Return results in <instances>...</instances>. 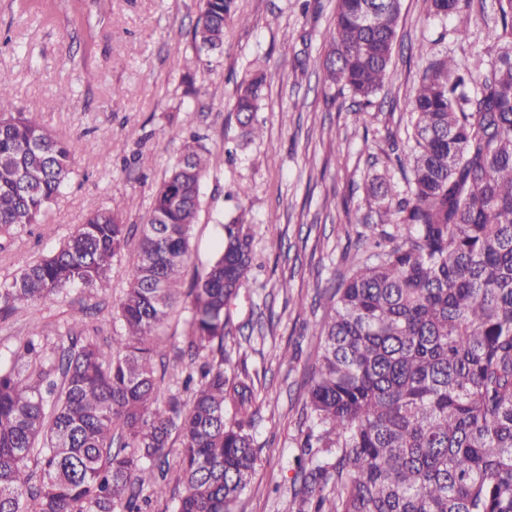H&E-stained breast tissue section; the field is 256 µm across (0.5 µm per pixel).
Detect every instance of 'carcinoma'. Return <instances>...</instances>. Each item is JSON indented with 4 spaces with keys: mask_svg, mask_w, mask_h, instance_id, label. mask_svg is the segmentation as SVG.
Segmentation results:
<instances>
[{
    "mask_svg": "<svg viewBox=\"0 0 512 512\" xmlns=\"http://www.w3.org/2000/svg\"><path fill=\"white\" fill-rule=\"evenodd\" d=\"M200 2L186 61L195 70L234 20V0ZM469 5L430 0L444 17ZM399 16L400 0H336L321 67L360 112L385 86ZM482 21L483 70L437 52L407 98L414 145L396 156L405 188L379 177L362 219L394 232L365 238L367 257L312 327L320 352L295 458L297 512H512V0H483ZM266 80L257 67L237 86L249 136L262 135L253 117ZM163 136L181 149L139 225L117 306L124 334L103 346L71 333L46 362L38 337L53 328L41 326L22 341L28 373L0 365V512H151L174 435L177 512H233L251 484L255 384L226 375L224 338L253 270L255 226L242 214L222 225L217 253L183 292L209 150L180 127ZM75 151L16 104L0 71V239L42 222ZM129 241L122 201L94 211L0 288V313L75 285L108 291ZM184 296L186 343L172 356L163 331ZM167 377L182 380L189 404L161 397Z\"/></svg>",
    "mask_w": 512,
    "mask_h": 512,
    "instance_id": "carcinoma-1",
    "label": "carcinoma"
}]
</instances>
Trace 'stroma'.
Returning <instances> with one entry per match:
<instances>
[{
	"label": "stroma",
	"instance_id": "stroma-1",
	"mask_svg": "<svg viewBox=\"0 0 512 512\" xmlns=\"http://www.w3.org/2000/svg\"><path fill=\"white\" fill-rule=\"evenodd\" d=\"M301 2L236 0V15L250 23L227 24L223 50L195 73L189 96L182 63L193 53L198 0H108L91 27L77 30L62 14L30 17L18 0H0V70L13 75L18 106L76 145L75 172L42 223L0 245V283L55 251L113 200H123L126 223H141L179 152L160 135L172 123L206 134L211 152L184 281L213 258L222 222L243 212L257 228L255 268L224 340L227 375L248 372L260 398L251 429L259 461L236 512H295L298 422L318 349L311 326L322 315L315 294L337 286L363 255L358 235L370 185L393 173L396 154L412 145L405 103L432 53L472 66L485 36L480 0H471L467 16L444 19L427 0H401L389 77L375 106L360 114L349 95L324 99L319 62L335 0H312L320 9L315 19L303 17ZM463 25L470 32L461 41L453 31ZM74 57L86 59L93 81L73 69ZM259 64L268 71L256 115L263 135L249 140L233 106L237 84ZM62 83L73 88L65 99L55 93ZM273 212L275 224L267 221ZM129 266L128 256L115 260L107 292L73 288L0 316V357L11 359L38 325L56 330L40 339L48 358L67 345L76 324L100 343L121 335L114 304Z\"/></svg>",
	"mask_w": 512,
	"mask_h": 512
}]
</instances>
